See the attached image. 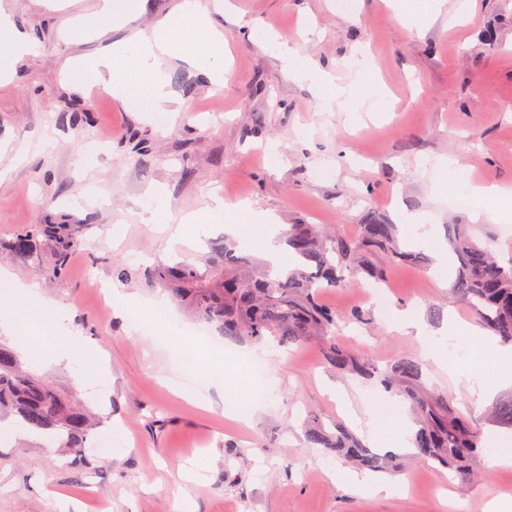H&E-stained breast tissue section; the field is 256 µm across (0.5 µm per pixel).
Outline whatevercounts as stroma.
Instances as JSON below:
<instances>
[{
    "label": "stroma",
    "instance_id": "1",
    "mask_svg": "<svg viewBox=\"0 0 512 512\" xmlns=\"http://www.w3.org/2000/svg\"><path fill=\"white\" fill-rule=\"evenodd\" d=\"M230 2L234 13L215 18L228 49L227 83L216 92L199 71L169 67L170 87L188 105L172 125L147 111L139 87L120 102L97 87L79 91L65 77L67 59L93 64L102 40L62 38L63 21L93 11L95 0H70L64 14L43 0H0L36 45L0 88V266L56 302L42 315L45 342L66 324L110 370L95 395L82 386L81 365L39 368L99 424L79 454L31 435L0 443V512H98L100 502L112 512H180L185 504L192 512H487L491 497L511 503L512 466L481 465L473 481L415 461L409 450L396 454L408 478L402 493L332 480L331 469L346 464L308 443L307 419L366 438L354 414L381 390L328 371L318 342L290 351L255 346L277 381L245 425L225 417L223 395L206 381L191 388L212 407L174 394L169 347L149 331L131 333L102 302L100 291L114 288L155 297L145 267L158 258L196 261L225 236L218 226L211 240L169 247L162 225L149 221L157 188L177 218L204 212L217 192L276 224H334L348 235L372 220L394 223L400 208L426 214L427 229L442 238L447 225L474 222L481 241L512 259V217L492 200L474 218L432 174L435 159L447 156L475 181L512 189V0H445L421 26L388 0H355L350 12L336 0ZM251 26L273 28L342 84L357 77L352 60L368 54L383 84L380 106L358 119L349 104H329L320 84L295 77L273 47L244 37ZM35 224L74 225L64 263L44 236L37 260L14 253L13 240ZM377 261L387 269L391 309L418 311L435 331L452 317L474 323L432 280L435 258L417 266ZM121 269L126 278H118ZM366 289L356 281L321 294L336 312L369 313L368 325L343 327L339 343L381 364L419 356L415 333L394 329ZM423 381L469 413L482 436L498 433L489 404L473 408L446 373L425 365Z\"/></svg>",
    "mask_w": 512,
    "mask_h": 512
}]
</instances>
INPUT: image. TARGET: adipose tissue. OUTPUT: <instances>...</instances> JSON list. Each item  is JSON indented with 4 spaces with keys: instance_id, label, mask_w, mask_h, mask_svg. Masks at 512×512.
I'll list each match as a JSON object with an SVG mask.
<instances>
[{
    "instance_id": "1",
    "label": "adipose tissue",
    "mask_w": 512,
    "mask_h": 512,
    "mask_svg": "<svg viewBox=\"0 0 512 512\" xmlns=\"http://www.w3.org/2000/svg\"><path fill=\"white\" fill-rule=\"evenodd\" d=\"M227 4L225 0H181L177 7L176 19L190 27L197 39V49L193 54H184L174 41L169 22L162 21L148 30H137L130 35L112 41L105 46L97 57L95 68L96 83L110 87L113 96L125 100L128 87L121 79V72L131 70L137 76L139 85L150 96V109L165 112L170 117H178L185 111L184 101L175 97L169 88L165 73L166 59H176L189 66L205 65L206 74L211 85L220 87L224 84V36L214 23V17L223 13ZM139 10L137 0L118 6L112 0H98L96 10L71 18V25L83 31H95L101 20L112 22L113 29L123 28L128 19ZM266 43L275 46L282 61L297 77L309 79L326 87L330 99L339 98L355 101L357 109L372 110L373 102L354 100L352 88L336 85L333 77L322 70L316 62L300 54L290 43L278 40L273 34H265ZM34 44L18 32L11 16L0 11V83L12 80L15 61L23 55L33 53ZM243 222L247 230H240L238 225H229V232H242L248 246L262 259L276 268L287 269L292 265L291 256L284 245L277 241L279 227L275 224L265 225L260 232H252L250 223L259 219L249 206L239 205ZM0 295L8 298L16 316L22 317L27 339L22 349L29 361L36 366L51 363L84 362L90 366L91 385L104 383L108 376L106 363L97 351H90L71 345L68 332H61L59 341L46 345L39 334L37 321L42 311L53 308V301L42 296L37 284L25 283L11 272L0 269ZM393 325L398 329L415 330L421 341V356L427 363L446 371L454 383H465L470 394L478 398L495 395L507 385L512 384V347L494 349V364L490 374L481 376H463L458 368L460 360L467 349H474L484 342L483 333L475 326L462 324L459 331L467 337V346L449 343L447 336L430 334L419 314L414 311L390 314ZM191 370L197 377L209 380L215 387L231 396L232 401L225 406L228 416L241 418L242 413L236 408V401L249 403L251 409H259L260 398L268 395L274 385L271 371L258 372L251 368L244 356L237 353L216 355L209 352L196 353ZM389 409L377 412L365 409V426L370 441L380 448L399 450L406 448L411 428L404 412L396 400H389Z\"/></svg>"
}]
</instances>
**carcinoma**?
I'll return each mask as SVG.
<instances>
[{
	"label": "carcinoma",
	"instance_id": "1",
	"mask_svg": "<svg viewBox=\"0 0 512 512\" xmlns=\"http://www.w3.org/2000/svg\"><path fill=\"white\" fill-rule=\"evenodd\" d=\"M40 233L55 237L58 261H64L74 243L68 224L36 226L15 239L16 255L33 259L34 238ZM282 240L298 262V267L286 273L273 272L269 264L257 266L236 254L235 243L219 240L210 243L202 265H170L159 260L149 267L148 277L172 300L185 305L192 319L209 324L228 339L288 347L319 341L329 367L366 382L377 381L409 401L416 415L413 445L418 459L457 473L478 468L482 439L446 396L425 388L418 360L404 356L381 368L340 345L337 320L351 318L362 323L365 314L340 315L320 300L321 291L346 287L354 274L383 283L386 272L375 261L378 252L396 264L419 263V256L402 248L395 225L371 221L360 225L359 234L353 237L318 224H288ZM448 243L461 262L451 291L471 309L481 327L511 343L512 260L499 261L467 224L448 225ZM0 413L16 417L20 425L45 439L64 441L68 448L86 447L94 429L87 411L26 371L18 354L1 340ZM494 418L512 429V399L495 408ZM306 437L311 445L360 469L383 471L393 466L392 458L370 453L355 434L339 426L334 432L327 430L315 415L308 422Z\"/></svg>",
	"mask_w": 512,
	"mask_h": 512
}]
</instances>
